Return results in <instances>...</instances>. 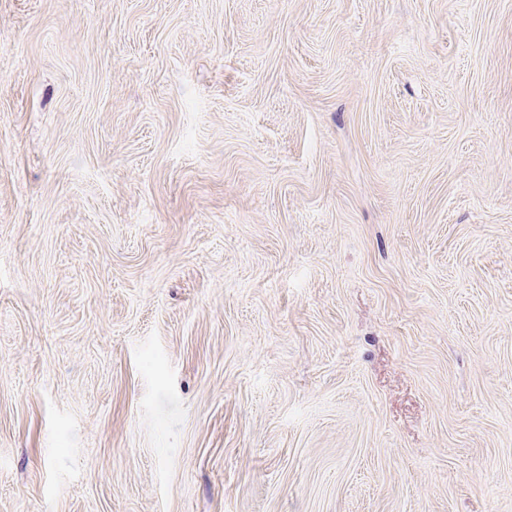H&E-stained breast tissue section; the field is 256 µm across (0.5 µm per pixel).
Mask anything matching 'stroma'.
Returning a JSON list of instances; mask_svg holds the SVG:
<instances>
[{
	"instance_id": "35a3bbf8",
	"label": "stroma",
	"mask_w": 512,
	"mask_h": 512,
	"mask_svg": "<svg viewBox=\"0 0 512 512\" xmlns=\"http://www.w3.org/2000/svg\"><path fill=\"white\" fill-rule=\"evenodd\" d=\"M0 512H512V0H0Z\"/></svg>"
}]
</instances>
